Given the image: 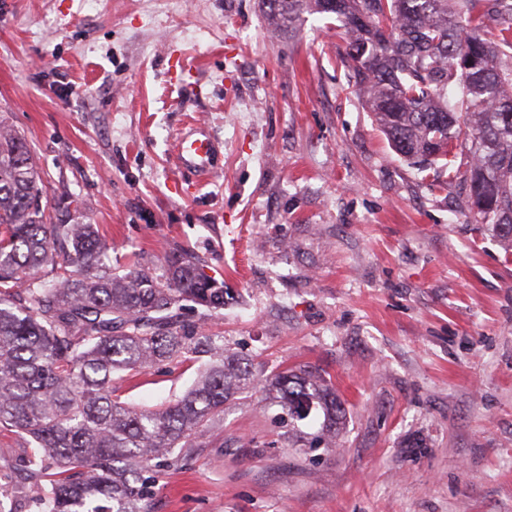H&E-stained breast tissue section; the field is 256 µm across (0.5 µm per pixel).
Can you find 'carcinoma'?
Here are the masks:
<instances>
[{
	"mask_svg": "<svg viewBox=\"0 0 512 512\" xmlns=\"http://www.w3.org/2000/svg\"><path fill=\"white\" fill-rule=\"evenodd\" d=\"M263 0L280 28L305 13L336 16L347 37L349 93L364 100L401 157L422 164L458 147L469 213L512 248V0ZM30 149L0 119V428L30 438L38 512H149L152 462L194 448L224 401L250 388L252 365L224 339L189 333L184 303L224 308V283L189 254L166 272L112 271L96 227L59 223L43 202ZM209 357L181 398L154 410L114 398L112 376L185 354ZM304 447L331 448L345 409L304 370L268 377ZM322 414L306 439L295 423Z\"/></svg>",
	"mask_w": 512,
	"mask_h": 512,
	"instance_id": "obj_1",
	"label": "carcinoma"
}]
</instances>
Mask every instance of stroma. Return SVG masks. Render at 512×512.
Wrapping results in <instances>:
<instances>
[{
  "label": "stroma",
  "mask_w": 512,
  "mask_h": 512,
  "mask_svg": "<svg viewBox=\"0 0 512 512\" xmlns=\"http://www.w3.org/2000/svg\"><path fill=\"white\" fill-rule=\"evenodd\" d=\"M334 17L276 30L262 0H0V114L51 204L75 199L118 270L182 249L231 297L186 328L260 376L302 368L347 408L335 447L288 439L262 388L156 469L151 512H512V260L461 186L398 156L347 90ZM203 119L221 171L172 143ZM204 357L114 376L183 395ZM26 437L0 431V512H34Z\"/></svg>",
  "instance_id": "stroma-1"
}]
</instances>
